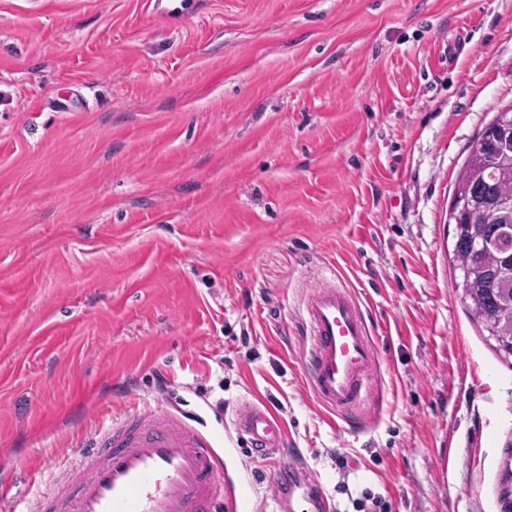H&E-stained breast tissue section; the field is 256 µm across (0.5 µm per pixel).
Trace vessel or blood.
Masks as SVG:
<instances>
[{"label": "vessel or blood", "mask_w": 512, "mask_h": 512, "mask_svg": "<svg viewBox=\"0 0 512 512\" xmlns=\"http://www.w3.org/2000/svg\"><path fill=\"white\" fill-rule=\"evenodd\" d=\"M304 317L311 336L300 355L306 387L329 411L357 418L379 363L363 304L350 289L316 283L305 291ZM234 427L262 458L285 446L284 426L267 405L243 403ZM217 446L182 414L124 413L63 461L62 479L35 498L31 512H232ZM297 477L291 465L276 471L279 512H292Z\"/></svg>", "instance_id": "obj_1"}]
</instances>
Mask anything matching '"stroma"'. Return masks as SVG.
I'll return each instance as SVG.
<instances>
[{
    "mask_svg": "<svg viewBox=\"0 0 512 512\" xmlns=\"http://www.w3.org/2000/svg\"><path fill=\"white\" fill-rule=\"evenodd\" d=\"M510 105L512 0H0V512L126 385L221 438L246 512H279L275 463L233 438L252 399L333 512H499L512 365L461 299L448 209ZM316 282L373 324L360 427L303 385Z\"/></svg>",
    "mask_w": 512,
    "mask_h": 512,
    "instance_id": "35a3bbf8",
    "label": "stroma"
}]
</instances>
